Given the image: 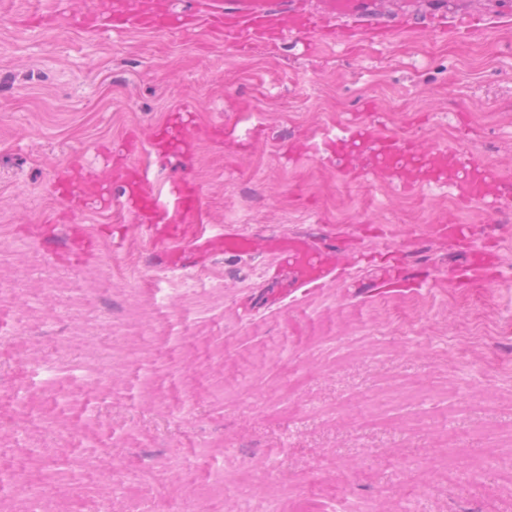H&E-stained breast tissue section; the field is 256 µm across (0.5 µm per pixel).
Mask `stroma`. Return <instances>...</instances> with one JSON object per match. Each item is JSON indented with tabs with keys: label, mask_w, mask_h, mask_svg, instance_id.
Segmentation results:
<instances>
[{
	"label": "stroma",
	"mask_w": 512,
	"mask_h": 512,
	"mask_svg": "<svg viewBox=\"0 0 512 512\" xmlns=\"http://www.w3.org/2000/svg\"><path fill=\"white\" fill-rule=\"evenodd\" d=\"M51 6L0 0V512H28L22 481L45 489L50 512L104 497L126 512L134 481L151 512H512V458L494 455L512 433V229L480 240L508 278L477 292L334 287L250 316L240 303L263 289L262 259L216 257L186 294L144 242L114 247V212L74 216L98 242L76 266L27 232L61 211L50 184L73 158L95 163L184 103L204 126L245 98L264 129L252 150L228 159L204 139L190 164L159 171L202 186L211 224H364L354 248L423 236L447 269L463 248L431 226L448 211L484 223L482 206L346 184L284 149L370 101L388 132L512 174V22L454 44L416 34L309 55L290 38L244 56L203 37L16 25ZM59 356L71 369L49 376Z\"/></svg>",
	"instance_id": "obj_1"
}]
</instances>
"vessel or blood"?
<instances>
[{"mask_svg":"<svg viewBox=\"0 0 512 512\" xmlns=\"http://www.w3.org/2000/svg\"><path fill=\"white\" fill-rule=\"evenodd\" d=\"M173 9L171 0H94L80 11H44L32 24L64 23L83 32L121 36L133 30L194 39L202 35L241 51L275 50L288 37L313 38L322 45L359 48L374 38L399 41L408 19L414 18L413 0L398 16L380 20L376 0H183ZM426 18L432 26H447L451 37L472 36L483 27L481 15L468 11L464 0H427ZM365 114L324 130L320 139L299 133L290 151L297 159L313 158L336 170L347 182L373 180L413 193L427 185L452 186L461 203H478L497 212L512 199V178L501 174L472 149H457L386 132ZM192 105H184L168 125L143 136L130 132L118 147H102L101 168H89L82 159L72 160L52 184L53 194L65 205L66 214L96 209L117 210L127 233L140 236L155 262L174 271L201 266L215 256L270 254L274 266L265 268L271 305L285 307L298 295L329 287L346 276L351 265L346 255V235L330 224H315L288 237L274 233L246 234L233 225L222 232L210 231L208 210L201 187L183 175L161 183L155 170L142 163V155L155 161L177 159L188 163L200 139L223 145L233 156L254 147L263 131L254 126L240 129L223 120L200 127L193 123ZM440 234L465 239L492 238L494 225L477 232L470 224L445 215L437 226ZM66 238L69 260L82 262L95 246L83 228L71 227ZM486 258L470 252L462 270L441 274L429 261L400 267L384 266L373 278L376 288L431 291L460 277L463 286L477 288L488 279Z\"/></svg>","mask_w":512,"mask_h":512,"instance_id":"obj_1","label":"vessel or blood"}]
</instances>
